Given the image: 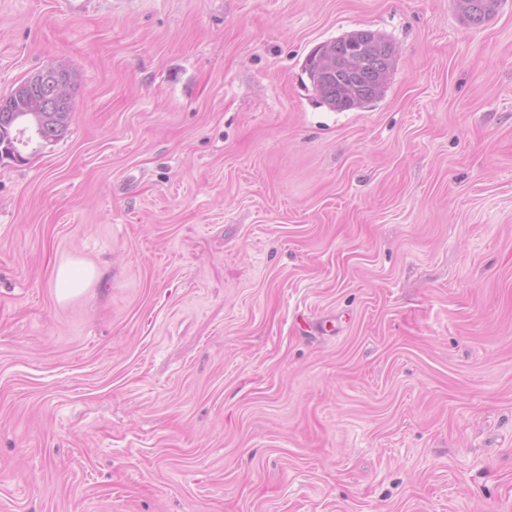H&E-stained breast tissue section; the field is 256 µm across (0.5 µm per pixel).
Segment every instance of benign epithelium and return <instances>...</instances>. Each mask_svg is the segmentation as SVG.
Wrapping results in <instances>:
<instances>
[{
    "label": "benign epithelium",
    "mask_w": 512,
    "mask_h": 512,
    "mask_svg": "<svg viewBox=\"0 0 512 512\" xmlns=\"http://www.w3.org/2000/svg\"><path fill=\"white\" fill-rule=\"evenodd\" d=\"M340 40L364 49L369 44L387 45L390 58L396 57L395 46L387 44L375 32L356 30L342 35ZM313 54L316 70L320 73H326L340 64L339 59L322 47L315 49ZM75 85V74L55 66H45L31 73L13 89L12 94L17 99L27 100L25 111L28 112V124L38 131L44 123L57 119L56 113L67 111L70 93Z\"/></svg>",
    "instance_id": "1"
}]
</instances>
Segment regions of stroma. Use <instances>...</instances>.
Segmentation results:
<instances>
[{
    "label": "stroma",
    "mask_w": 512,
    "mask_h": 512,
    "mask_svg": "<svg viewBox=\"0 0 512 512\" xmlns=\"http://www.w3.org/2000/svg\"><path fill=\"white\" fill-rule=\"evenodd\" d=\"M369 29L381 99L303 69ZM0 512H512V0H0ZM64 260L99 276L66 304ZM500 2L499 0H456V7L469 23L480 25L496 12ZM339 39L341 41L350 43L354 46L362 47V51L370 45L379 44L381 47H383V46L389 44L390 57L388 60V66L380 71L378 80H377L375 88H374L375 98H380L385 92L386 84H387L388 77H389V74L391 71L390 64H391L392 60L396 57L395 46L392 43H390L389 41L387 42V41L382 40L381 36L375 32L365 33L364 31H361V30H356V31L346 33V34L342 35L341 37H339ZM367 41L369 42V44L366 45ZM307 60L304 64V69L308 73L321 101L327 104L331 109L347 111L353 108H362L375 101L371 98L369 93L371 84L376 78L375 68L372 63L350 70H341L337 73L336 69H334L328 73L324 79L318 82L313 75L314 71L307 65ZM343 85H352L346 87L344 90V96L347 99H356L358 97L357 88L359 89L362 101H359L358 105H355L353 101L340 100L336 106V89ZM76 81L75 74L70 71L55 66H45L31 73L11 92L16 99L27 100L26 108L22 112H14L12 105H9L7 100L1 102L0 97V161L7 159L17 165H23L26 161L17 160L15 153L25 155V148L35 141L39 144L51 143L66 135L71 122V107L70 112H67V104ZM37 91L44 97H35ZM3 112L10 113V120L7 123L3 121ZM24 112H28L27 122L36 132H39L45 122L56 120V112L63 113L61 118L63 124L47 123L41 129V135L35 134L34 138L22 148L20 142L23 138L20 129L26 123Z\"/></svg>",
    "instance_id": "35a3bbf8"
}]
</instances>
